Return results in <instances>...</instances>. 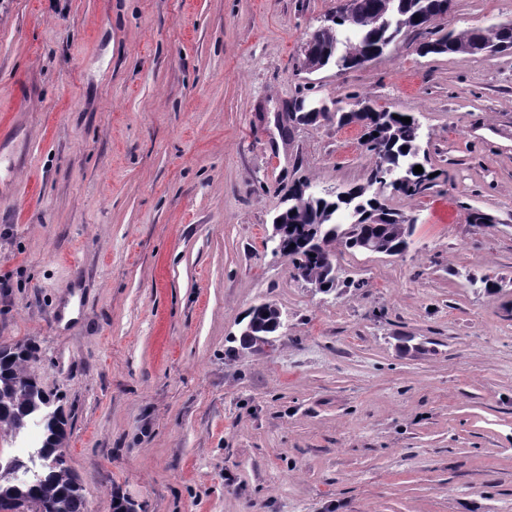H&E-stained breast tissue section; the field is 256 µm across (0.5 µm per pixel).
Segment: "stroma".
I'll list each match as a JSON object with an SVG mask.
<instances>
[{"label": "stroma", "mask_w": 512, "mask_h": 512, "mask_svg": "<svg viewBox=\"0 0 512 512\" xmlns=\"http://www.w3.org/2000/svg\"><path fill=\"white\" fill-rule=\"evenodd\" d=\"M338 4L0 0V344L37 346L88 512H512V50L418 51L512 0L308 72ZM358 96L412 113L439 176L380 194L404 254L337 245L321 293L272 219L374 158L293 105ZM264 302L284 326L241 349Z\"/></svg>", "instance_id": "35a3bbf8"}]
</instances>
